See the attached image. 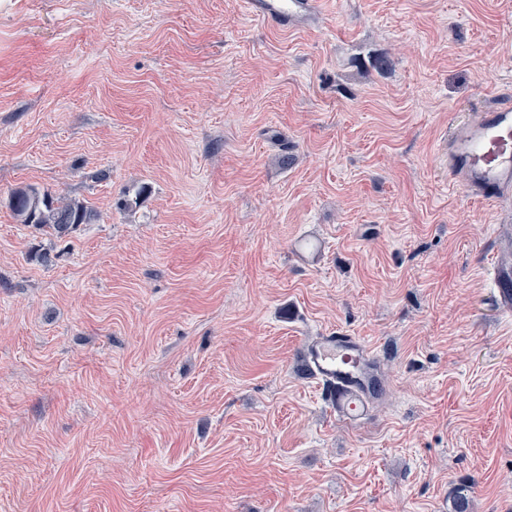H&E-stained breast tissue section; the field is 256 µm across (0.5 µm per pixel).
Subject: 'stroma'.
I'll return each mask as SVG.
<instances>
[{
  "instance_id": "obj_1",
  "label": "stroma",
  "mask_w": 512,
  "mask_h": 512,
  "mask_svg": "<svg viewBox=\"0 0 512 512\" xmlns=\"http://www.w3.org/2000/svg\"><path fill=\"white\" fill-rule=\"evenodd\" d=\"M508 95L512 0H0V512H512V213L439 154ZM27 185L99 218L50 243ZM246 3L255 16L281 25L292 24L310 15L319 6V2L312 0H247ZM492 277L495 281L496 297L508 310L512 301V269L510 271V269L496 270L494 268ZM306 355L308 371L329 392L336 415L363 421L378 400L377 361L364 340L346 330H329L311 339Z\"/></svg>"
}]
</instances>
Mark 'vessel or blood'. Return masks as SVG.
<instances>
[{"label": "vessel or blood", "mask_w": 512, "mask_h": 512, "mask_svg": "<svg viewBox=\"0 0 512 512\" xmlns=\"http://www.w3.org/2000/svg\"><path fill=\"white\" fill-rule=\"evenodd\" d=\"M255 16L291 24L310 15L315 0H247ZM441 152L454 187L474 201L512 204V100L478 107L452 123ZM307 367L329 393L338 417L358 423L378 399L376 358L361 337L333 329L306 347Z\"/></svg>", "instance_id": "b4317fda"}]
</instances>
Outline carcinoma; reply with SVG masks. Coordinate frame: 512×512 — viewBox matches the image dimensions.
<instances>
[{"mask_svg": "<svg viewBox=\"0 0 512 512\" xmlns=\"http://www.w3.org/2000/svg\"><path fill=\"white\" fill-rule=\"evenodd\" d=\"M9 205L22 223L60 239L92 223L96 216L92 208L80 201L42 194L32 187L15 189Z\"/></svg>", "mask_w": 512, "mask_h": 512, "instance_id": "obj_1", "label": "carcinoma"}]
</instances>
